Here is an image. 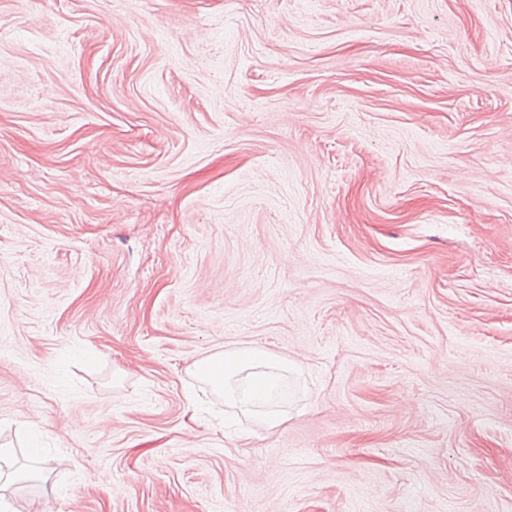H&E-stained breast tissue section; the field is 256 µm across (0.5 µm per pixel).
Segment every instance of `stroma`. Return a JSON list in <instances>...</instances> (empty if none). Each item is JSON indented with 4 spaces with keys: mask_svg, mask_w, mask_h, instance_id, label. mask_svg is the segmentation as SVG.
Segmentation results:
<instances>
[{
    "mask_svg": "<svg viewBox=\"0 0 512 512\" xmlns=\"http://www.w3.org/2000/svg\"><path fill=\"white\" fill-rule=\"evenodd\" d=\"M0 448V512H512V0H0ZM196 370L215 389L224 390L225 404L248 407L273 398L288 364L265 351L242 348L208 356Z\"/></svg>",
    "mask_w": 512,
    "mask_h": 512,
    "instance_id": "stroma-1",
    "label": "stroma"
}]
</instances>
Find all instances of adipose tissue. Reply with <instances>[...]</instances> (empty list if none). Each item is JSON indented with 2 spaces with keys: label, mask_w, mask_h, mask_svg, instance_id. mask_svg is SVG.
Returning <instances> with one entry per match:
<instances>
[{
  "label": "adipose tissue",
  "mask_w": 512,
  "mask_h": 512,
  "mask_svg": "<svg viewBox=\"0 0 512 512\" xmlns=\"http://www.w3.org/2000/svg\"><path fill=\"white\" fill-rule=\"evenodd\" d=\"M288 365L258 349L229 350L199 361L198 374L224 393L225 403L248 407L273 398Z\"/></svg>",
  "instance_id": "ef3b65f1"
}]
</instances>
